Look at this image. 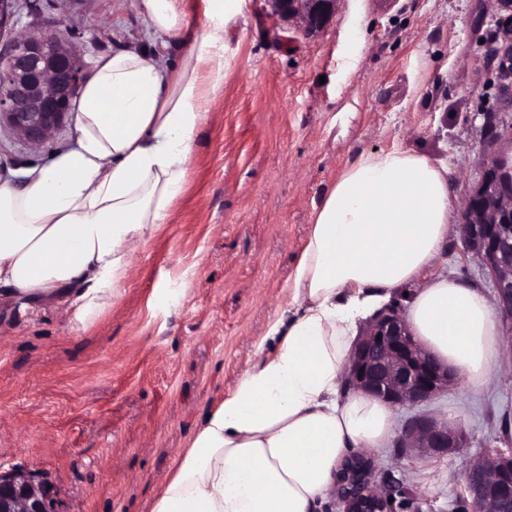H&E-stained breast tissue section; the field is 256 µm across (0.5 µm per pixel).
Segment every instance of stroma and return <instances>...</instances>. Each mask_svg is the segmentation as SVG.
Listing matches in <instances>:
<instances>
[{
    "label": "stroma",
    "mask_w": 512,
    "mask_h": 512,
    "mask_svg": "<svg viewBox=\"0 0 512 512\" xmlns=\"http://www.w3.org/2000/svg\"><path fill=\"white\" fill-rule=\"evenodd\" d=\"M133 0H57L53 15L87 64L158 37ZM494 0H342L308 37L246 0L226 43L234 66L208 91L184 192L167 224L132 256L118 296L88 325L70 309L0 304V468L31 470L61 512H149L206 412L257 361L256 343L287 307L315 208L363 153L395 145L445 163L457 204L480 178L483 115L512 128L489 59ZM76 119L33 149L0 130V183L75 148ZM459 233L430 268L488 288L461 261ZM421 412L465 430L469 455L504 448L512 358L479 391L455 384ZM372 480L401 486L396 512H464L455 454L369 449Z\"/></svg>",
    "instance_id": "obj_1"
}]
</instances>
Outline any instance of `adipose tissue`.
<instances>
[{
  "label": "adipose tissue",
  "instance_id": "ef3b65f1",
  "mask_svg": "<svg viewBox=\"0 0 512 512\" xmlns=\"http://www.w3.org/2000/svg\"><path fill=\"white\" fill-rule=\"evenodd\" d=\"M191 37L181 0H136L179 63L120 50L102 56L80 94L77 146L26 180L0 184V300L68 306L86 324L110 305L135 250L181 197L206 86L223 85L230 25L244 0H205ZM448 168L402 148L361 154L323 195L292 276L288 307L261 356L192 435L150 512H317L351 448H382L390 406L345 391L359 328L416 285L414 339L479 390L505 359L492 303L439 276L419 283L457 221Z\"/></svg>",
  "mask_w": 512,
  "mask_h": 512
}]
</instances>
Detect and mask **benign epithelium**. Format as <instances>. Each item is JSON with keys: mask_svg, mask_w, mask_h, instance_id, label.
Segmentation results:
<instances>
[{"mask_svg": "<svg viewBox=\"0 0 512 512\" xmlns=\"http://www.w3.org/2000/svg\"><path fill=\"white\" fill-rule=\"evenodd\" d=\"M282 21L305 34L321 32L341 0H266ZM494 61L501 78H512V0H496ZM87 65L60 31L41 15L40 26L0 42V128L28 145L46 143L75 109ZM460 231L462 259L480 265L494 290L512 346V170L495 158L482 162L478 187L469 195ZM455 373L435 362L412 338L401 305H390L358 337L344 382L390 406L415 407L448 392ZM401 448L437 455L467 447L462 429L433 415H412L398 438ZM463 499L468 512H512V448L465 459ZM344 512H391L389 496L373 488L359 467L337 480ZM0 512H59L53 486L32 472L0 470Z\"/></svg>", "mask_w": 512, "mask_h": 512, "instance_id": "1", "label": "benign epithelium"}]
</instances>
